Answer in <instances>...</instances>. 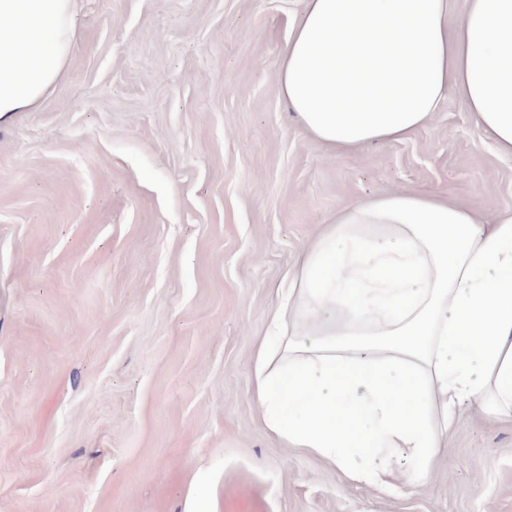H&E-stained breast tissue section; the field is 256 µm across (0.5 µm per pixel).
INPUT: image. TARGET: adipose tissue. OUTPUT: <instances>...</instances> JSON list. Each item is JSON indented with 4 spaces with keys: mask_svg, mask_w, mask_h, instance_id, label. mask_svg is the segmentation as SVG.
<instances>
[{
    "mask_svg": "<svg viewBox=\"0 0 512 512\" xmlns=\"http://www.w3.org/2000/svg\"><path fill=\"white\" fill-rule=\"evenodd\" d=\"M77 0H0V119L58 85ZM281 91L335 155L402 141L446 91L512 161V0H305ZM253 398L283 446L378 490L425 478L471 409L512 421V210L484 223L432 192L349 204L281 284Z\"/></svg>",
    "mask_w": 512,
    "mask_h": 512,
    "instance_id": "ef3b65f1",
    "label": "adipose tissue"
}]
</instances>
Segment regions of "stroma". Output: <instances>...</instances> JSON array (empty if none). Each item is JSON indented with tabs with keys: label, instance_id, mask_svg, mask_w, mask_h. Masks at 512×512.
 Masks as SVG:
<instances>
[{
	"label": "stroma",
	"instance_id": "stroma-1",
	"mask_svg": "<svg viewBox=\"0 0 512 512\" xmlns=\"http://www.w3.org/2000/svg\"><path fill=\"white\" fill-rule=\"evenodd\" d=\"M303 0H82L55 92L0 119V512H512V424L384 494L280 446L252 396L276 289L341 207L512 208L448 95L335 157L281 95Z\"/></svg>",
	"mask_w": 512,
	"mask_h": 512
}]
</instances>
